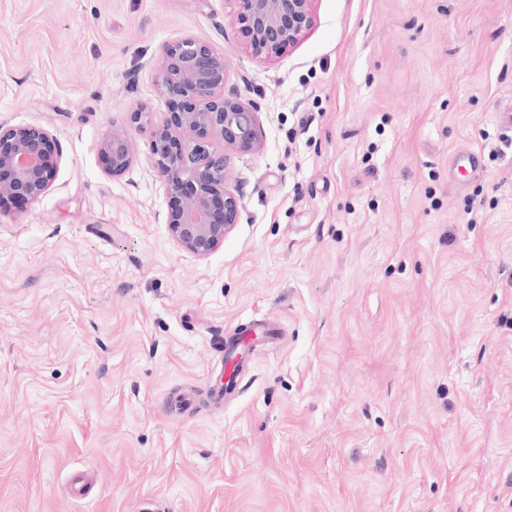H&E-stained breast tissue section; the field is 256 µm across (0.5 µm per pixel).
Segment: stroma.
Segmentation results:
<instances>
[{"label": "stroma", "mask_w": 512, "mask_h": 512, "mask_svg": "<svg viewBox=\"0 0 512 512\" xmlns=\"http://www.w3.org/2000/svg\"><path fill=\"white\" fill-rule=\"evenodd\" d=\"M235 0H0V123L54 136L50 190L0 203V512H512V0H316L242 45ZM192 36L253 100L242 211L171 238L148 66ZM481 152L464 188L448 167ZM280 322L216 399L229 328ZM84 498L67 485L84 466ZM99 152L108 163L107 172L113 177L123 175L136 162V153L128 131L123 127H112L99 144ZM452 168L463 170V175L472 179L483 178L486 173L482 155L475 150H466L458 154L453 159Z\"/></svg>", "instance_id": "1"}]
</instances>
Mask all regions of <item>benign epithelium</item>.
Masks as SVG:
<instances>
[{
  "label": "benign epithelium",
  "instance_id": "benign-epithelium-1",
  "mask_svg": "<svg viewBox=\"0 0 512 512\" xmlns=\"http://www.w3.org/2000/svg\"><path fill=\"white\" fill-rule=\"evenodd\" d=\"M244 43L257 56L276 57L296 45L313 22L315 0H235ZM167 119L150 132L149 161L170 200L169 233L184 252L206 258L238 224L240 191L225 180L230 156L262 146L257 107L228 90L224 53L213 43L184 37L165 45L151 62ZM220 138L218 151L204 141ZM108 174L136 162L128 131L112 127L99 144ZM60 154L53 135L38 125L0 124V200L37 201L53 184Z\"/></svg>",
  "mask_w": 512,
  "mask_h": 512
}]
</instances>
